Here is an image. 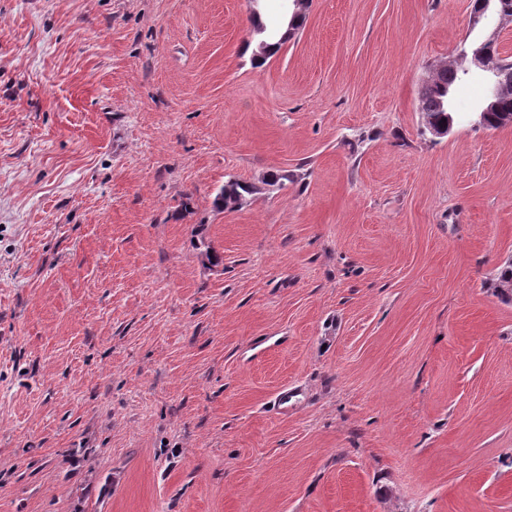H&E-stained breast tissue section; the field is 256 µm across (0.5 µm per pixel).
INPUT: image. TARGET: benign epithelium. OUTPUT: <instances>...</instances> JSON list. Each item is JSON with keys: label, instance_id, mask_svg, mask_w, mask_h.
Returning <instances> with one entry per match:
<instances>
[{"label": "benign epithelium", "instance_id": "7a95c632", "mask_svg": "<svg viewBox=\"0 0 512 512\" xmlns=\"http://www.w3.org/2000/svg\"><path fill=\"white\" fill-rule=\"evenodd\" d=\"M494 11L498 16V24L488 32L486 38L479 45L471 46L470 49H461L456 58L440 64L442 68H458L468 66L486 72L489 79L494 83L493 98H498L502 92L512 88V68L498 62L490 51V45L497 41L501 28L512 21L504 3L500 0H483V6L471 12L469 27L474 29L486 19L489 11Z\"/></svg>", "mask_w": 512, "mask_h": 512}]
</instances>
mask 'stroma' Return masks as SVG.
<instances>
[{
	"instance_id": "35a3bbf8",
	"label": "stroma",
	"mask_w": 512,
	"mask_h": 512,
	"mask_svg": "<svg viewBox=\"0 0 512 512\" xmlns=\"http://www.w3.org/2000/svg\"><path fill=\"white\" fill-rule=\"evenodd\" d=\"M472 8L257 67L249 0H0V512H512V126L418 110ZM260 189L251 183L229 180L219 189L214 198V206L221 210H234L249 196L258 193Z\"/></svg>"
}]
</instances>
